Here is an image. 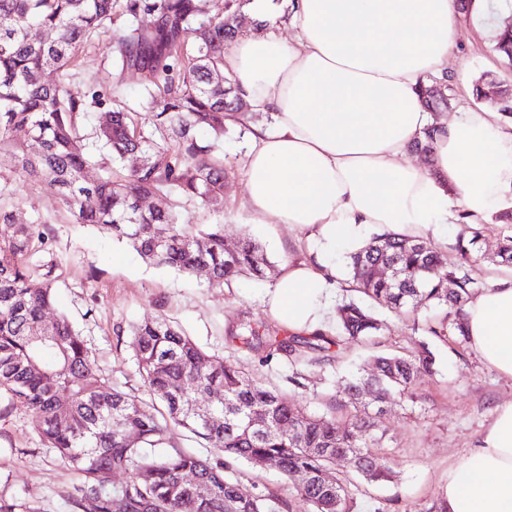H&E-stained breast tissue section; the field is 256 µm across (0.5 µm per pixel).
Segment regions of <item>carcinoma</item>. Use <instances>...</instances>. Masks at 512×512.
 <instances>
[{
  "label": "carcinoma",
  "mask_w": 512,
  "mask_h": 512,
  "mask_svg": "<svg viewBox=\"0 0 512 512\" xmlns=\"http://www.w3.org/2000/svg\"><path fill=\"white\" fill-rule=\"evenodd\" d=\"M246 4L227 0L222 11L212 0H0V162L47 181L76 222L126 241L151 265L202 274L219 288L241 275L263 276L269 262L259 245L243 241L230 254L224 225L193 224L182 213L188 201L223 208L219 142L225 121L240 120L233 111L241 101L233 85H224V49L253 25ZM116 6L126 20L111 34L107 59L119 76L133 68L145 72L153 112L147 133L134 127L112 92L92 80L74 87L72 69L84 39L112 20ZM45 30L54 38H43ZM47 71L53 80L44 79ZM422 102L433 110L447 99L427 85ZM93 109L102 114L97 147L122 163L120 174L93 173L90 144L80 134ZM203 128L212 140L198 136ZM18 129L37 144L35 151L13 138ZM157 194L169 198L167 207L138 209V201ZM22 205L13 195L0 200V390L27 410L45 447L79 476L73 512H182L189 496L199 499V512H290L288 500L269 490L238 495L233 464L239 461L256 468L273 461L287 482L304 473L306 483L295 490L312 512H354V479L392 478L391 467L358 434L372 438L381 431L386 397L415 396L422 372L433 365L428 346L414 355H371L359 374L341 381L339 407L346 416H316L235 363L209 355L177 327L147 320L129 333L145 399L112 385L67 317L45 320L57 264L35 258L48 250L38 225L14 223ZM480 229L458 238L450 257L421 240L377 235L348 256L354 288L390 310L458 311L487 287L470 274L480 262L472 253ZM492 262L512 266V237ZM385 266L391 272L383 277L378 269ZM337 317L334 339L281 336L262 321L243 324L235 338L250 352L293 365L300 341L309 348L317 341L321 349L383 329L354 301L340 305ZM255 414L267 420L262 431L252 427ZM173 426L189 431L211 455L167 448ZM338 452L350 456L351 474L336 475L326 488L323 475ZM117 475L126 476L119 485Z\"/></svg>",
  "instance_id": "cac0c4a2"
}]
</instances>
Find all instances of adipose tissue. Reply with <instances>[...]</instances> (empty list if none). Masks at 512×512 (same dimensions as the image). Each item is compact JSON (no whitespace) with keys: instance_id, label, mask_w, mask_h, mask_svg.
<instances>
[{"instance_id":"ef3b65f1","label":"adipose tissue","mask_w":512,"mask_h":512,"mask_svg":"<svg viewBox=\"0 0 512 512\" xmlns=\"http://www.w3.org/2000/svg\"><path fill=\"white\" fill-rule=\"evenodd\" d=\"M257 20L285 19L289 39L249 31L224 51V72L273 130L252 132L246 187L252 224L305 232L310 256L285 264L265 300L295 333L330 334L339 252L366 232L440 239L448 225L486 223L512 190V125L499 113L430 118L427 76H446L456 46L457 0H250ZM432 136L428 164L415 142ZM471 349L512 379V276L463 306ZM448 512H512V401L498 404L439 492Z\"/></svg>"}]
</instances>
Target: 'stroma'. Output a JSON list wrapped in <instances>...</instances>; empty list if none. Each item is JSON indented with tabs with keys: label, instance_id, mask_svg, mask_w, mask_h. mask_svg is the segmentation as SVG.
Segmentation results:
<instances>
[{
	"label": "stroma",
	"instance_id": "35a3bbf8",
	"mask_svg": "<svg viewBox=\"0 0 512 512\" xmlns=\"http://www.w3.org/2000/svg\"><path fill=\"white\" fill-rule=\"evenodd\" d=\"M124 23L121 13H113L111 26L91 37L78 55L76 79L94 80L105 89L118 83L120 101L136 110L139 126L146 128L151 115L143 97L142 74L130 70L114 78L106 61L110 33ZM483 74L493 78L500 90L512 91V66L494 51L492 37L465 14L448 62V106L443 117L463 107L495 108L494 100L468 95ZM272 124L267 114L251 112L245 124L225 128L222 212L194 202L186 205L193 223L223 224L229 243L250 239L263 248L271 264L264 277L244 276L223 290L209 287L205 278L148 265L124 241L75 223L49 184L19 170L8 171V192L26 201L17 215L19 222H40L58 264L54 303L47 316L67 315L84 336L96 364L126 391H144L129 346L130 328L144 319L159 318L183 330L209 354L239 360L252 378L280 388L314 415L328 413L337 384L357 373L373 353L406 354L428 344L435 362L432 372L422 375L416 399L395 397L385 405L387 433L377 448L394 471L392 481L376 486L359 480L351 488L356 512H427L448 482L449 467L480 437L495 405L512 398V379L487 368L466 340L425 333V323L444 319L441 309L378 310L385 323L381 335L343 341L330 349V362L323 366L291 367L277 358L266 362L233 342L231 334L240 323L266 320L262 300L287 259L307 257L310 251L298 229L244 221L249 131ZM295 371L304 375L303 387L289 384ZM237 472L244 487H267L288 498L292 512H309V505L275 469L241 463ZM77 483L74 471L45 448L28 414L0 392V502L21 501L32 512H71L68 499Z\"/></svg>",
	"mask_w": 512,
	"mask_h": 512
}]
</instances>
